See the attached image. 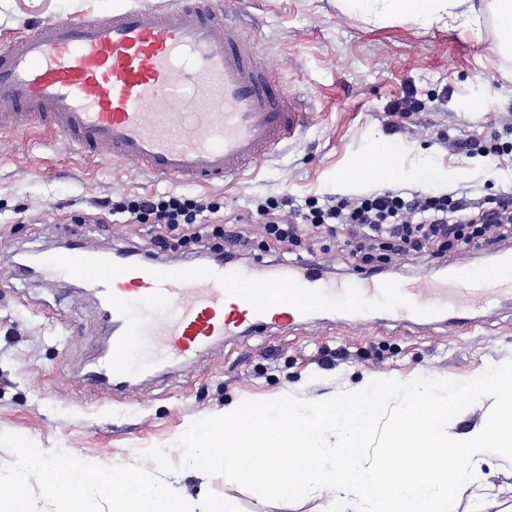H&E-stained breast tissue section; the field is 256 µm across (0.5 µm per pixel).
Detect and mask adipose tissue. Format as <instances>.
<instances>
[{"instance_id": "1", "label": "adipose tissue", "mask_w": 512, "mask_h": 512, "mask_svg": "<svg viewBox=\"0 0 512 512\" xmlns=\"http://www.w3.org/2000/svg\"><path fill=\"white\" fill-rule=\"evenodd\" d=\"M336 6L340 11L360 16L368 22L409 21L426 28L461 17L477 19L487 13L493 18L500 48L512 52V0H485L480 7L474 0H336ZM398 176V158L383 142L348 174L352 180L369 178L385 182Z\"/></svg>"}]
</instances>
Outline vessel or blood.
Returning <instances> with one entry per match:
<instances>
[{"instance_id": "obj_1", "label": "vessel or blood", "mask_w": 512, "mask_h": 512, "mask_svg": "<svg viewBox=\"0 0 512 512\" xmlns=\"http://www.w3.org/2000/svg\"><path fill=\"white\" fill-rule=\"evenodd\" d=\"M226 0H142L107 14L49 19L0 45V134L29 127L65 137L97 162H139L158 181L215 185L243 174L301 128L306 112L258 68ZM78 273L111 331L91 382L121 383L131 337L160 341L170 360L198 355L251 328L293 325L340 305L411 326L440 316L465 323L471 305L512 313V253L493 267L457 263L446 279L333 283L316 261L262 272L236 263L205 268L133 260L75 243L40 268Z\"/></svg>"}]
</instances>
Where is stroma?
Here are the masks:
<instances>
[{"instance_id":"obj_1","label":"stroma","mask_w":512,"mask_h":512,"mask_svg":"<svg viewBox=\"0 0 512 512\" xmlns=\"http://www.w3.org/2000/svg\"><path fill=\"white\" fill-rule=\"evenodd\" d=\"M137 0H0V39L46 19L68 20L135 5ZM255 64L277 75L290 97L308 102L303 130L240 177L221 185L153 182L133 161L89 166L64 138L36 131L0 135V431L39 447H62L102 465L131 464L140 450L168 445L191 421L223 414L235 401L293 393L326 400L374 379L420 375L466 380L512 359V315L463 326L438 321L400 326L392 318H356L335 310L235 336L199 357L146 366L154 343L133 339L134 369L110 393L88 379L98 361L104 323L97 300L72 277L51 283L16 267L25 253L48 255L78 239L91 248L137 249L165 263H204L183 229L157 224L85 223L101 200L177 194L218 207V226L246 231V263L278 265L288 254L267 247L262 214L269 201L295 206L342 196L353 200L395 189L458 193L475 203L512 197V150L496 157L467 154L457 144L498 136L512 143V57L498 47L492 19L421 29L410 22L373 25L339 11L336 0H245ZM414 89L423 108L394 114L389 104ZM387 143L397 154V181H343L342 176ZM179 240L159 252L155 241ZM326 277L353 281L369 265L346 262L343 237L323 232L312 247ZM298 246V253H305ZM495 254L462 247L438 259L393 256L387 276L419 281L446 276L461 259L484 266ZM492 494H459L453 512H512V464L488 456L478 467ZM179 488L200 503L213 491L242 512H323L327 496L267 502L221 477L184 470Z\"/></svg>"}]
</instances>
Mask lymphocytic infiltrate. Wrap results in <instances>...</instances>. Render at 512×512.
Here are the masks:
<instances>
[{
	"label": "lymphocytic infiltrate",
	"instance_id": "obj_1",
	"mask_svg": "<svg viewBox=\"0 0 512 512\" xmlns=\"http://www.w3.org/2000/svg\"><path fill=\"white\" fill-rule=\"evenodd\" d=\"M99 207L119 223L187 224L201 232L207 227L206 205L186 197L133 196L116 204L104 200ZM325 226L333 232L345 229L354 246L353 256L365 262L373 261L377 245L402 253L428 251L439 257L460 241L476 239L488 247L512 237V200L477 210L464 196L384 190L355 201L312 200L302 223L285 224L271 214L264 229L273 244L282 245L315 236Z\"/></svg>",
	"mask_w": 512,
	"mask_h": 512
}]
</instances>
